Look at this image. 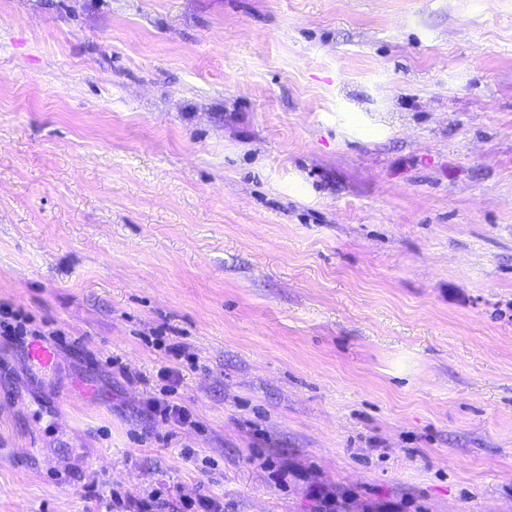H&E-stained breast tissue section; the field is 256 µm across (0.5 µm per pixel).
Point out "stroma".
Returning a JSON list of instances; mask_svg holds the SVG:
<instances>
[{
  "instance_id": "stroma-1",
  "label": "stroma",
  "mask_w": 512,
  "mask_h": 512,
  "mask_svg": "<svg viewBox=\"0 0 512 512\" xmlns=\"http://www.w3.org/2000/svg\"><path fill=\"white\" fill-rule=\"evenodd\" d=\"M2 307L0 512H512V0H0ZM149 411L165 421L172 422L174 425L183 427H194L196 422L191 420V415L185 406L181 405L175 399L150 400Z\"/></svg>"
}]
</instances>
